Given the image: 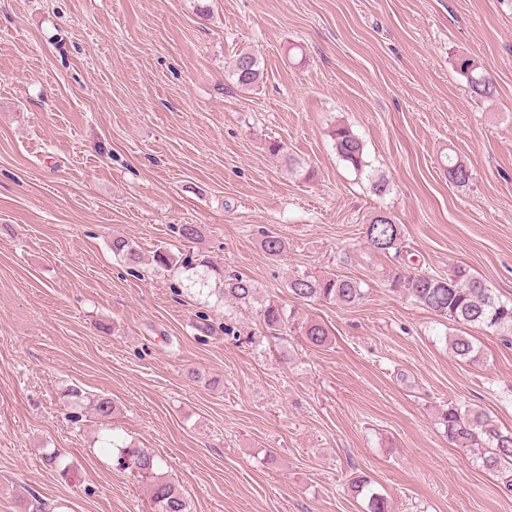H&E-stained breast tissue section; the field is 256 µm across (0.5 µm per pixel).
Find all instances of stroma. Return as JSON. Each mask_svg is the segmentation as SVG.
<instances>
[{
    "mask_svg": "<svg viewBox=\"0 0 512 512\" xmlns=\"http://www.w3.org/2000/svg\"><path fill=\"white\" fill-rule=\"evenodd\" d=\"M245 51L264 70L247 91L228 66ZM464 58L492 98L471 92ZM339 123L363 173L333 148ZM450 153L465 186L448 182ZM380 210L423 271L461 264L512 298V0H0V512H24L30 491L53 512H156L111 435L157 455L192 512H367L359 475L391 512H512V483L439 419L453 402L512 429V343L391 291L403 264L363 237ZM160 246L251 279L254 301L187 287L152 263ZM324 269L361 280L363 300L288 292ZM271 300L330 344L271 336ZM454 336L479 359L455 358ZM54 449L68 471L44 464ZM330 137L338 157L354 171L362 173L367 162L360 138L345 125H336L330 132Z\"/></svg>",
    "mask_w": 512,
    "mask_h": 512,
    "instance_id": "1",
    "label": "stroma"
}]
</instances>
